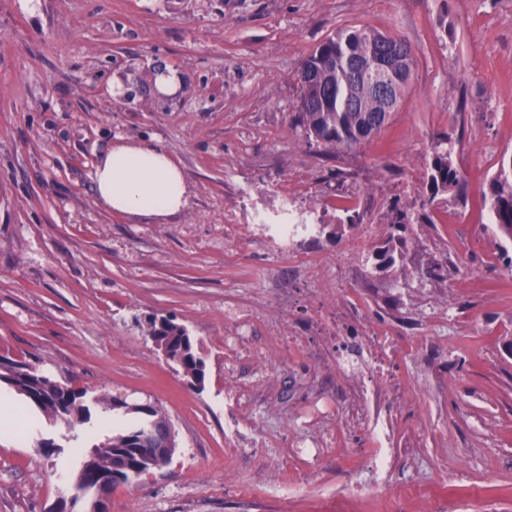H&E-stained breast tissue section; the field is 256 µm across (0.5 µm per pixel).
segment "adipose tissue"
Masks as SVG:
<instances>
[{"label": "adipose tissue", "mask_w": 512, "mask_h": 512, "mask_svg": "<svg viewBox=\"0 0 512 512\" xmlns=\"http://www.w3.org/2000/svg\"><path fill=\"white\" fill-rule=\"evenodd\" d=\"M92 181L105 209L151 224L186 208L191 195L179 162L163 145L122 137L98 155Z\"/></svg>", "instance_id": "obj_1"}]
</instances>
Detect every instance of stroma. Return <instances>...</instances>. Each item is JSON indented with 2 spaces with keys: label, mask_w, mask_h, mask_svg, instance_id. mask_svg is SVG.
<instances>
[{
  "label": "stroma",
  "mask_w": 512,
  "mask_h": 512,
  "mask_svg": "<svg viewBox=\"0 0 512 512\" xmlns=\"http://www.w3.org/2000/svg\"><path fill=\"white\" fill-rule=\"evenodd\" d=\"M397 34L414 55L409 88L387 126L357 149L308 144L296 122L301 62L336 30ZM182 85L158 93L161 69ZM118 137L161 142L191 186L187 208L157 224L106 211L91 179ZM447 142L466 197L407 225L401 264L372 256L396 211L423 186L433 146ZM512 157V0H0V357L38 363L57 379L161 407L178 447L166 467L114 487L107 512H335L337 477L360 472L329 453L303 475L282 444L230 454L234 368L267 387L259 428L301 430L308 385L323 379L302 352L280 366L233 361L224 310L268 297L270 270L292 258L252 235L224 239V197L239 177L299 205L355 208V170L372 208L355 228L326 225L300 254L323 258L327 288L361 290L366 324L413 321L434 343L400 364L415 410L403 428L424 438L395 471L403 512L436 483L427 512H512V242L483 201ZM195 336L207 365L191 388L156 349L149 317ZM85 454L44 456L32 438L0 443V512H49ZM293 496L265 498L268 459Z\"/></svg>",
  "instance_id": "35a3bbf8"
}]
</instances>
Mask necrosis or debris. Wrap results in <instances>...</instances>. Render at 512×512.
I'll list each match as a JSON object with an SVG mask.
<instances>
[{
    "label": "necrosis or debris",
    "mask_w": 512,
    "mask_h": 512,
    "mask_svg": "<svg viewBox=\"0 0 512 512\" xmlns=\"http://www.w3.org/2000/svg\"><path fill=\"white\" fill-rule=\"evenodd\" d=\"M235 194V201L224 209V237L228 240L255 225L260 227L266 243L286 255L299 238L312 236L316 224L323 221L320 206L298 208L278 191L257 194L243 182L236 186ZM293 301L291 290L273 289L268 303L275 307L278 322L287 323L286 315ZM362 316L360 303L346 291L336 290L303 323H287V332L278 331L270 336L260 354L263 361L272 364L282 352L302 349L315 366L332 362L342 373V384H319V407L310 419L311 425H327L328 433L319 438L295 435L288 447L290 456L305 462L327 453L335 447L340 434H348L349 453L369 476L365 485L348 481L347 496L352 500L362 498L369 488L392 496L393 490L387 483L389 472L399 462L408 460L411 447L419 446L421 441L420 429L413 428L409 431L410 448L391 445L394 421L409 403L407 386L394 371L407 347L384 327H364L358 336L340 335V326L360 322Z\"/></svg>",
    "instance_id": "1"
}]
</instances>
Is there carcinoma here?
Instances as JSON below:
<instances>
[{
  "label": "carcinoma",
  "instance_id": "carcinoma-1",
  "mask_svg": "<svg viewBox=\"0 0 512 512\" xmlns=\"http://www.w3.org/2000/svg\"><path fill=\"white\" fill-rule=\"evenodd\" d=\"M387 35L369 27L341 28L317 45L305 58L297 74L300 85L298 120L310 144L329 152L348 150L377 135L396 111L411 81L412 72L390 80L387 102L378 97L376 87L365 78L350 80L345 65L370 62L385 54ZM464 177L452 159V149L433 147L426 174V195L417 209L418 220L432 223L427 207L449 194L462 193ZM488 199L491 223L505 239L512 241V159L501 162L490 179ZM151 339L166 343L175 364L185 376L201 384L206 368L198 356L193 336L173 320H152L147 328ZM0 383L23 395L50 421L67 425L66 440L79 442L78 427L92 421V408L105 411L122 409L129 420L104 440L91 446L75 479L76 489L93 493L101 476L112 485L129 483L156 468V458L147 449L159 443L158 437L170 428L167 416L156 405L130 403L115 397L87 398V390L73 388L26 361L0 358Z\"/></svg>",
  "mask_w": 512,
  "mask_h": 512
}]
</instances>
